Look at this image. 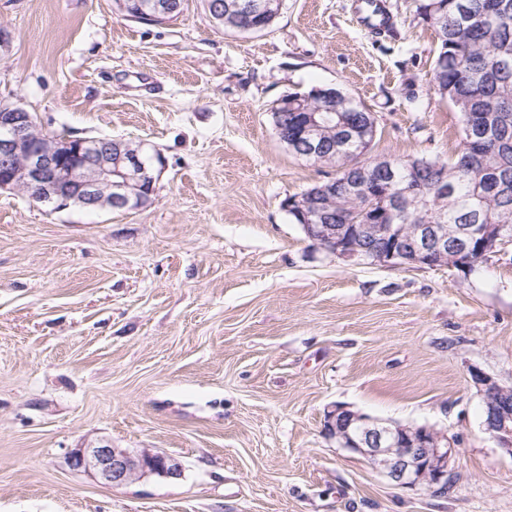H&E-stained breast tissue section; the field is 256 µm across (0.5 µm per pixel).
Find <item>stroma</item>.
Here are the masks:
<instances>
[{"instance_id":"1","label":"stroma","mask_w":512,"mask_h":512,"mask_svg":"<svg viewBox=\"0 0 512 512\" xmlns=\"http://www.w3.org/2000/svg\"><path fill=\"white\" fill-rule=\"evenodd\" d=\"M373 37L353 0H284L269 29L204 0L144 24L113 0H0V102L44 132L160 157L126 212L0 191V512H512V454L483 428L480 369L512 387V242L472 270L353 265L284 206L328 178L271 109L333 86L376 118L371 152L452 157L414 0ZM446 432L452 486L405 490L324 434L328 410ZM148 448L177 480L122 487L74 448Z\"/></svg>"}]
</instances>
